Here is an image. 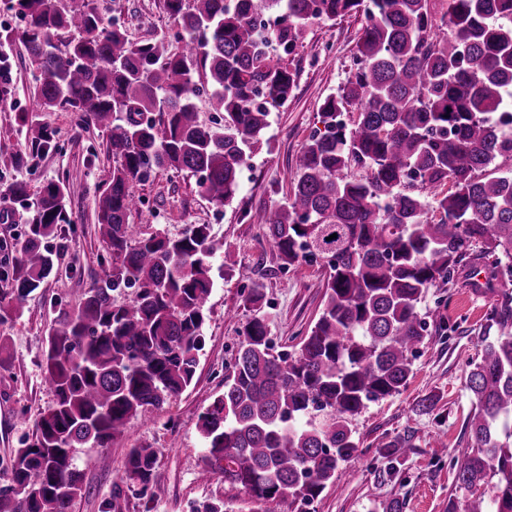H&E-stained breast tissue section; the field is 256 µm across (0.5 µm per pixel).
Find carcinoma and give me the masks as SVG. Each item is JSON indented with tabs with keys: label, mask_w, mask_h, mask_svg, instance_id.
<instances>
[{
	"label": "carcinoma",
	"mask_w": 512,
	"mask_h": 512,
	"mask_svg": "<svg viewBox=\"0 0 512 512\" xmlns=\"http://www.w3.org/2000/svg\"><path fill=\"white\" fill-rule=\"evenodd\" d=\"M16 6L37 105L78 112L107 133L114 165L97 224L112 266L49 333L44 381L56 401L17 449L0 512H70L83 492L74 449L108 447L196 373L221 245L207 224L175 235L130 224L131 184L184 172L214 204L233 201L270 109L293 95L284 56L306 25L364 17L353 68L321 107L323 130L296 157L288 205L249 215L266 226L280 268L305 260L325 269L322 312L292 353L275 350L265 317L250 319L224 392L199 417L204 477L306 512L359 452L353 417L406 387L429 324L448 330L443 316L429 322L419 311L428 289L458 281L473 255L483 265L471 275L512 277V170L495 165L512 158V0H448L439 17L431 0H164L176 53L104 25L90 0ZM267 14L280 23L265 38L255 21ZM437 28L448 34L434 37ZM63 32L76 37L59 53ZM201 68L212 125L193 101ZM352 167L369 174L345 175ZM68 182L40 191L20 258L0 272V311L6 300L20 308L55 272L48 240L70 223ZM123 288L135 292L119 303ZM483 338L468 375L467 448L451 464L463 497L449 495L448 512H512L511 294L492 307ZM411 447L389 440L376 456L399 473ZM158 455L129 449L119 483L147 491Z\"/></svg>",
	"instance_id": "cac0c4a2"
}]
</instances>
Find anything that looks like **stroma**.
I'll return each mask as SVG.
<instances>
[{"mask_svg":"<svg viewBox=\"0 0 512 512\" xmlns=\"http://www.w3.org/2000/svg\"><path fill=\"white\" fill-rule=\"evenodd\" d=\"M105 24L120 23L131 41L164 42L179 51L176 27L163 9V0H93ZM25 25L15 0H0V53L11 70L0 84V265L19 258L27 224L34 211L32 198L44 185L77 177L68 184L69 224L63 225L52 246L57 272L46 280L20 310L0 316V488L8 487L11 459L35 433L55 394L43 380L47 339L55 325V302L75 309L82 294L108 266L109 253L96 221L97 203L112 173L108 137L97 126L67 110L34 112L36 77L18 38ZM362 25L347 18L333 23L310 22L302 45L290 61L297 89L288 103L272 109L259 147L243 168L233 202L217 206L199 191L195 178L160 171L137 182L133 192L140 207L129 218L144 231L176 234L190 224H206L212 236L234 254L236 265L224 271L212 262L214 288L201 329L204 347L195 378L164 408L132 420L123 437L106 448H80L75 465L87 487L71 512H201L204 505L223 501L224 512H294L290 502H258L225 484L223 478L202 479L204 444L199 415L224 390L231 373L243 325L264 314L277 350H291L298 335L313 325L322 310L324 271L317 263L300 262L281 269L268 243L265 225L253 224L249 213H273L283 208L295 173V157L319 128L325 98L337 92L349 75ZM34 112L40 126L52 133L50 145L36 150L20 121ZM25 182L29 200L5 198L7 187ZM263 295L261 308L246 303L251 289ZM512 294V279L493 280L481 290L464 283L440 285L423 296L419 310H441L448 324L444 336L432 335L419 346L413 375L401 393L369 404L352 421L359 440L356 457L341 467L310 512H374L392 500L403 512H447L454 491L449 469L467 446L464 421L473 401L466 386L472 365L483 352L486 315L503 294ZM439 397L438 415L421 414L416 405L425 396ZM413 436V447L401 473L383 472L375 449L395 437ZM149 445L159 450L153 481L144 496L117 485L128 448Z\"/></svg>","mask_w":512,"mask_h":512,"instance_id":"1","label":"stroma"}]
</instances>
